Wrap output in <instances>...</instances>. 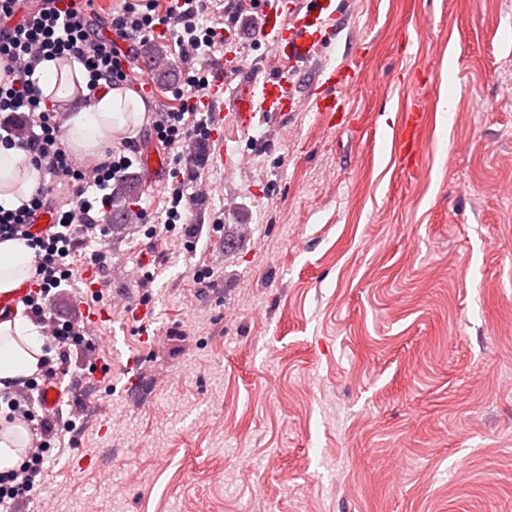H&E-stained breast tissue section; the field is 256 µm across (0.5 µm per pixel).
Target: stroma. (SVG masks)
<instances>
[{
  "mask_svg": "<svg viewBox=\"0 0 512 512\" xmlns=\"http://www.w3.org/2000/svg\"><path fill=\"white\" fill-rule=\"evenodd\" d=\"M335 5L330 39L291 68L213 0L224 163L198 147L206 192L167 228V192L134 158L138 193L111 209L146 220L99 242L104 266L77 246L35 323L104 296L112 321L60 364L43 479L15 512H512V0ZM153 43L166 69L137 70L142 144L188 76L171 37ZM344 63L346 106L318 111L323 69ZM255 72L290 75L303 106L243 130L232 96ZM416 122L417 119L414 118V112L406 114L405 122L397 136V148L400 154L404 152L408 154L415 153L417 142Z\"/></svg>",
  "mask_w": 512,
  "mask_h": 512,
  "instance_id": "1",
  "label": "stroma"
}]
</instances>
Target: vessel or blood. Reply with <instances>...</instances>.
Segmentation results:
<instances>
[{
	"mask_svg": "<svg viewBox=\"0 0 512 512\" xmlns=\"http://www.w3.org/2000/svg\"><path fill=\"white\" fill-rule=\"evenodd\" d=\"M246 8L256 9L264 33L278 39L288 65L307 59L325 41L336 9L333 0H275L257 6L246 0ZM298 98L293 83L286 77L252 79L241 88L236 107L241 127H249L254 113L265 112L280 118L293 112Z\"/></svg>",
	"mask_w": 512,
	"mask_h": 512,
	"instance_id": "b4317fda",
	"label": "vessel or blood"
}]
</instances>
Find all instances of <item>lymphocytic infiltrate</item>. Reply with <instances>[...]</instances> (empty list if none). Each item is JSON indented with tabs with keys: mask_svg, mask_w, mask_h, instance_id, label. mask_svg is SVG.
Returning a JSON list of instances; mask_svg holds the SVG:
<instances>
[{
	"mask_svg": "<svg viewBox=\"0 0 512 512\" xmlns=\"http://www.w3.org/2000/svg\"><path fill=\"white\" fill-rule=\"evenodd\" d=\"M18 0H0V145L23 152L38 171L39 191L15 209L0 206V239L23 237L35 249V275L24 300L35 315H42L66 277L68 259L78 236H106L104 217L111 206V181L122 178L132 165L137 150L134 139L125 138L112 147L93 176L74 163L61 135L60 119L34 80L37 66L45 60L76 59L88 74L87 88L97 93L126 82L132 67V50L158 28L176 38L186 59L201 54L203 48L223 41L224 31L201 27L199 17L208 9V0H171L165 16L139 8L129 0L111 20L110 34H101L83 0H38L24 16H17ZM204 71L188 76L178 94L182 111L163 112L152 125L156 139L173 151L175 159L193 152L209 135L208 118L197 103L208 87ZM71 191L66 210L60 211L52 230L35 233L31 220L37 211L52 206L54 184ZM44 457L34 452L28 457L27 476L15 482L0 476V512H13L15 504L36 489Z\"/></svg>",
	"mask_w": 512,
	"mask_h": 512,
	"instance_id": "1",
	"label": "lymphocytic infiltrate"
}]
</instances>
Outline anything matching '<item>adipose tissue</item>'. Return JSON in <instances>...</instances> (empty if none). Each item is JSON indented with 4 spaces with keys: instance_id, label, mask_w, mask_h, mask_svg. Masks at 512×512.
<instances>
[{
    "instance_id": "ef3b65f1",
    "label": "adipose tissue",
    "mask_w": 512,
    "mask_h": 512,
    "mask_svg": "<svg viewBox=\"0 0 512 512\" xmlns=\"http://www.w3.org/2000/svg\"><path fill=\"white\" fill-rule=\"evenodd\" d=\"M35 76L45 98L62 112L67 146L75 155L100 158L119 134L145 119L146 106L132 91L109 88L86 98L88 76L78 62L45 61ZM38 189V175L23 163L21 151L0 148V206L17 208ZM34 272V250L26 240L0 241V294H12ZM42 346L35 325L26 318L17 314L0 319V389L39 371Z\"/></svg>"
}]
</instances>
